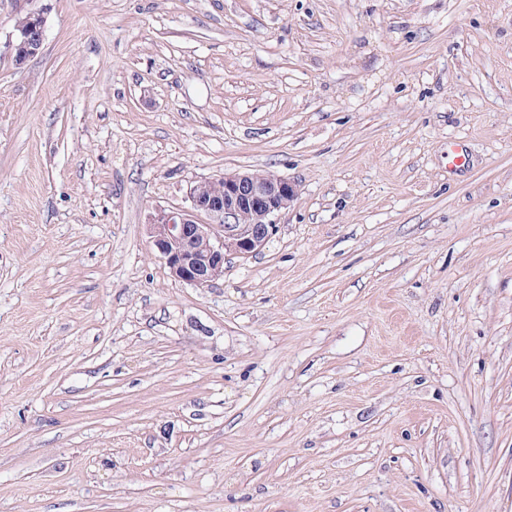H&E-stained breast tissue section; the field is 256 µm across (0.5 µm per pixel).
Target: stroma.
I'll list each match as a JSON object with an SVG mask.
<instances>
[{
    "mask_svg": "<svg viewBox=\"0 0 512 512\" xmlns=\"http://www.w3.org/2000/svg\"><path fill=\"white\" fill-rule=\"evenodd\" d=\"M32 6L18 66L0 0V512H512V0ZM246 169L297 199L175 281L151 216ZM10 2L17 15V24L6 49L15 63L22 65L41 52L45 40L46 20L43 12L28 8L32 0Z\"/></svg>",
    "mask_w": 512,
    "mask_h": 512,
    "instance_id": "1",
    "label": "stroma"
}]
</instances>
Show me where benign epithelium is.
<instances>
[{"instance_id":"1","label":"benign epithelium","mask_w":512,"mask_h":512,"mask_svg":"<svg viewBox=\"0 0 512 512\" xmlns=\"http://www.w3.org/2000/svg\"><path fill=\"white\" fill-rule=\"evenodd\" d=\"M17 15L6 45L18 65L37 56L45 40L44 13L32 0H10ZM295 185L271 172H231L189 188V207L154 215L153 245L177 281L206 288L224 276V257L259 252L276 228L275 217L295 200Z\"/></svg>"}]
</instances>
